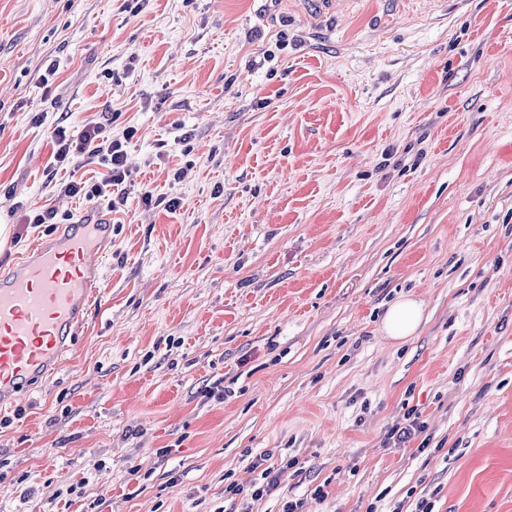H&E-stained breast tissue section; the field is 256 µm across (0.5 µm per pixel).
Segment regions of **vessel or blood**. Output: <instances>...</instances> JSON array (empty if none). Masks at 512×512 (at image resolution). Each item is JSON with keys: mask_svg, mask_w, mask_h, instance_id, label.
<instances>
[{"mask_svg": "<svg viewBox=\"0 0 512 512\" xmlns=\"http://www.w3.org/2000/svg\"><path fill=\"white\" fill-rule=\"evenodd\" d=\"M309 12H346L356 0H305ZM112 248L108 219L64 224L0 277V411L51 377L103 288L100 259Z\"/></svg>", "mask_w": 512, "mask_h": 512, "instance_id": "obj_1", "label": "vessel or blood"}]
</instances>
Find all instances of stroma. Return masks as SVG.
I'll use <instances>...</instances> for the list:
<instances>
[{
	"label": "stroma",
	"instance_id": "35a3bbf8",
	"mask_svg": "<svg viewBox=\"0 0 512 512\" xmlns=\"http://www.w3.org/2000/svg\"><path fill=\"white\" fill-rule=\"evenodd\" d=\"M92 116L139 129L125 202L58 195ZM84 215L104 291L0 412V512H239L262 455L302 470L253 512H512V0H0V275ZM306 2L307 11L315 15L344 13L355 4L356 0H302ZM422 320L421 303L404 296L390 305L383 317L382 329L389 339L402 343L418 332ZM403 422L398 423L391 431L388 439L401 445L410 442L413 438L419 436L423 431V425L418 421V416L413 409L404 413Z\"/></svg>",
	"mask_w": 512,
	"mask_h": 512
}]
</instances>
